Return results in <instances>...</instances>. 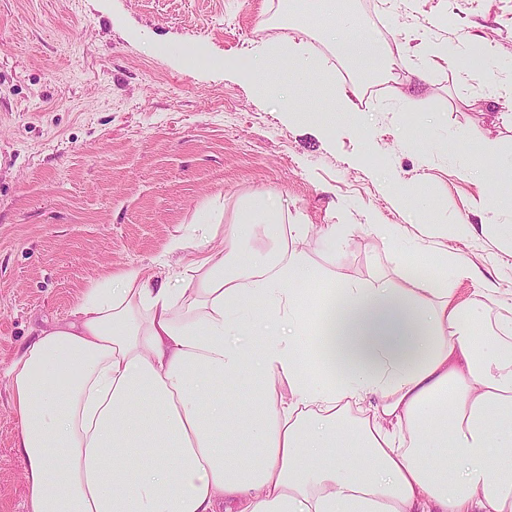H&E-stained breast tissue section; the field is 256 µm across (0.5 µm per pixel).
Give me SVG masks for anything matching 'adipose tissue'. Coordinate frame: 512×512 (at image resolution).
<instances>
[{
	"mask_svg": "<svg viewBox=\"0 0 512 512\" xmlns=\"http://www.w3.org/2000/svg\"><path fill=\"white\" fill-rule=\"evenodd\" d=\"M305 2L289 12L352 74L318 127L358 135L351 99L395 59L326 23L338 0ZM324 68L291 39L251 72L298 84ZM471 162L495 188L485 210L512 205V156L487 139ZM282 212L255 195L227 226L203 208L195 231L223 249L160 285L137 266L103 278L10 362L27 512H512V303L492 288L456 302L447 252L419 278L431 249L417 244L390 252L400 286L329 279ZM257 224L280 247L240 268ZM251 302L264 321L238 318ZM243 378L258 407L225 392Z\"/></svg>",
	"mask_w": 512,
	"mask_h": 512,
	"instance_id": "ef3b65f1",
	"label": "adipose tissue"
}]
</instances>
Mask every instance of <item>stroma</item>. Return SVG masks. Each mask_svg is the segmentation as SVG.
<instances>
[{
    "instance_id": "1",
    "label": "stroma",
    "mask_w": 512,
    "mask_h": 512,
    "mask_svg": "<svg viewBox=\"0 0 512 512\" xmlns=\"http://www.w3.org/2000/svg\"><path fill=\"white\" fill-rule=\"evenodd\" d=\"M357 26L395 44L415 40L482 47L493 58L464 73L439 63L409 79L413 55L392 80L357 102L356 139L325 138L280 110L284 83L267 90L234 66L271 41L301 37L285 0H0V368L44 325L62 321L97 281L129 266L165 273L202 247L192 220L211 201L232 219L259 192L288 201L285 223L308 225L302 243L325 275L370 284L389 274L390 224L423 239L428 224H512V208L482 207L488 188L467 173L473 145L512 128L496 123L493 95L512 85V0H349ZM200 49L207 68L175 56ZM428 123L410 141L409 120ZM334 224L344 245L323 239ZM185 238L182 250L168 246ZM466 278L449 273L458 301L506 257L494 236L441 240ZM11 392L0 381V512H26Z\"/></svg>"
}]
</instances>
